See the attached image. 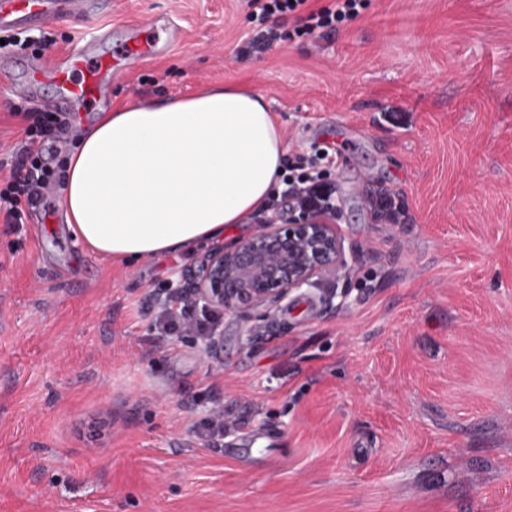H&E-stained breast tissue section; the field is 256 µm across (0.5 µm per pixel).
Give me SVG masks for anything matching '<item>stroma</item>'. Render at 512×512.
Masks as SVG:
<instances>
[{"mask_svg":"<svg viewBox=\"0 0 512 512\" xmlns=\"http://www.w3.org/2000/svg\"><path fill=\"white\" fill-rule=\"evenodd\" d=\"M278 24L261 53L246 0H100L30 30L47 60L100 30L96 57L140 25L156 39L87 124L205 82L264 94L286 156L339 153L348 271L276 324L217 317L215 371L201 337H158L141 311L211 244L112 261L50 184L43 223H0V512H512V0H365L312 38ZM34 62L0 52V158ZM386 189L412 223L376 218Z\"/></svg>","mask_w":512,"mask_h":512,"instance_id":"1","label":"stroma"}]
</instances>
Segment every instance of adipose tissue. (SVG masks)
Segmentation results:
<instances>
[{
	"instance_id": "ef3b65f1",
	"label": "adipose tissue",
	"mask_w": 512,
	"mask_h": 512,
	"mask_svg": "<svg viewBox=\"0 0 512 512\" xmlns=\"http://www.w3.org/2000/svg\"><path fill=\"white\" fill-rule=\"evenodd\" d=\"M283 153L276 112L246 87L119 102L81 129L60 203L94 253L123 263L176 254L222 242L265 207Z\"/></svg>"
}]
</instances>
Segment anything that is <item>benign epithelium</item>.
I'll return each mask as SVG.
<instances>
[{"mask_svg":"<svg viewBox=\"0 0 512 512\" xmlns=\"http://www.w3.org/2000/svg\"><path fill=\"white\" fill-rule=\"evenodd\" d=\"M340 205L320 214L288 209L256 220L249 237L212 250L182 275L189 302L207 312L248 318L257 313L277 323L281 303L305 286L347 268L344 245L336 229ZM224 347V333L214 329L206 337L203 354L209 358Z\"/></svg>","mask_w":512,"mask_h":512,"instance_id":"7a95c632","label":"benign epithelium"}]
</instances>
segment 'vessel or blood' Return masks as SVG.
<instances>
[{"label": "vessel or blood", "instance_id": "b4317fda", "mask_svg": "<svg viewBox=\"0 0 512 512\" xmlns=\"http://www.w3.org/2000/svg\"><path fill=\"white\" fill-rule=\"evenodd\" d=\"M91 3L92 0H0V24L35 27L54 18L80 13ZM112 69L108 62L85 69L82 55L74 54L51 66L37 64L34 71L41 81L58 88L59 95L53 105L59 109L67 105L80 107L88 100L103 97L107 88L106 75ZM77 70L81 71L82 78L75 83L71 75Z\"/></svg>", "mask_w": 512, "mask_h": 512}]
</instances>
